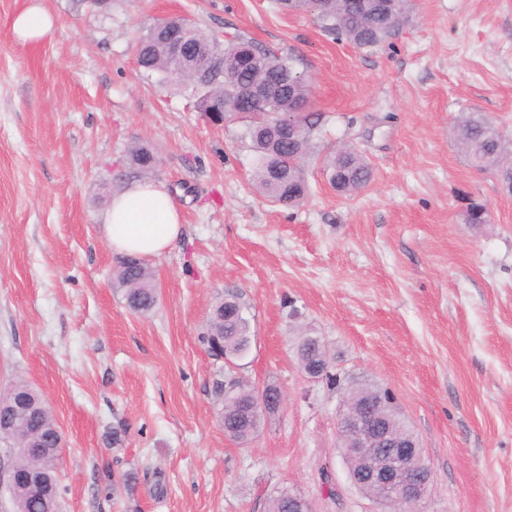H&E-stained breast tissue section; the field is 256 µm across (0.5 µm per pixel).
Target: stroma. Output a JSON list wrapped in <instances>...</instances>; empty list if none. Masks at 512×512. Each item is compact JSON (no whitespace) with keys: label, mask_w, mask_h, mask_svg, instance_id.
Listing matches in <instances>:
<instances>
[{"label":"stroma","mask_w":512,"mask_h":512,"mask_svg":"<svg viewBox=\"0 0 512 512\" xmlns=\"http://www.w3.org/2000/svg\"><path fill=\"white\" fill-rule=\"evenodd\" d=\"M27 4L0 0V391L26 381L57 417L62 512H268L284 489L312 512H385L349 479L341 395L301 372L303 334L343 381L394 395L433 472L422 512H512V195L452 138L479 112L512 141V0H410L373 48L276 0H43L54 29L20 45ZM172 16L293 58L320 117L302 206L255 189L245 119L213 125L191 86L138 66ZM138 144L185 226L148 261L145 315L112 286L103 221ZM344 144L374 171L352 195L323 170ZM473 199L487 223L466 222ZM228 289L251 330L231 369L284 396L245 445L211 396L230 368L201 341Z\"/></svg>","instance_id":"35a3bbf8"}]
</instances>
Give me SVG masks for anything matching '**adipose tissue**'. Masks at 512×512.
I'll use <instances>...</instances> for the list:
<instances>
[{"label": "adipose tissue", "mask_w": 512, "mask_h": 512, "mask_svg": "<svg viewBox=\"0 0 512 512\" xmlns=\"http://www.w3.org/2000/svg\"><path fill=\"white\" fill-rule=\"evenodd\" d=\"M55 24L42 0L28 6L11 21L19 44L44 39ZM109 244L117 255L158 257L173 248L183 236L180 214L163 185L144 180L113 197L105 215Z\"/></svg>", "instance_id": "adipose-tissue-1"}]
</instances>
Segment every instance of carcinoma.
Returning <instances> with one entry per match:
<instances>
[{
    "label": "carcinoma",
    "instance_id": "obj_1",
    "mask_svg": "<svg viewBox=\"0 0 512 512\" xmlns=\"http://www.w3.org/2000/svg\"><path fill=\"white\" fill-rule=\"evenodd\" d=\"M379 4L378 12L368 8L359 11L352 7L353 0H282L292 10H313L325 24V28L359 48L377 46L388 39L401 21L406 0H367ZM184 34L201 46V52L192 66L188 67L172 59L159 46L162 32ZM164 31L151 28L139 39V66L159 75L161 82L185 81L189 71L196 73L198 108L206 113L211 122L221 117H231V112L246 113L248 126L246 136L257 153L254 181L258 189L272 202L288 207L300 205L308 196L309 184L305 166L311 154V135L319 119L310 113L294 115L296 133L294 142L283 143L276 134L258 126L253 112L237 102L227 90L229 80L240 85L267 81L275 77L273 70L288 71L293 96L309 97V88L290 61L265 48L251 47L241 38L220 45L209 39L196 26H184L175 20L164 26ZM458 150L469 164L479 171L496 173L507 192L512 194V146L493 134L489 121L480 113L472 112L452 131ZM324 167L331 187L347 194L366 187L373 178V169L368 160L357 151H336L324 160ZM129 168L135 176L151 174L155 168V157L145 146L131 151ZM113 286L123 290L128 309L136 314H146L157 303L153 274L145 260L122 256L117 259L113 271ZM203 342L212 356L235 361L245 356L250 347V324L245 316L237 293L226 291L212 308ZM297 358L303 370L317 369L319 377L329 384H337L331 364L325 362L321 340L316 336L299 337ZM214 402L219 406L218 415L224 433L239 443H248L257 437L265 414L276 400V387L268 386L264 393L234 374L221 376L212 386ZM5 401L22 397L26 406L12 416L15 422L23 423L29 430L33 447L45 449L38 466L48 476L40 491L13 488L9 496L13 512H60L59 479L56 473L57 442L60 426L41 394L27 383L20 381L6 394ZM365 399L371 397L384 403L394 402L390 391L375 384L354 381L346 392V398ZM269 512H297L291 494L281 492L270 502Z\"/></svg>",
    "mask_w": 512,
    "mask_h": 512
}]
</instances>
